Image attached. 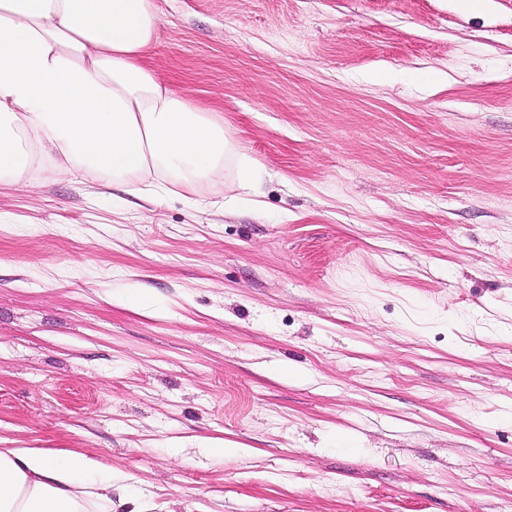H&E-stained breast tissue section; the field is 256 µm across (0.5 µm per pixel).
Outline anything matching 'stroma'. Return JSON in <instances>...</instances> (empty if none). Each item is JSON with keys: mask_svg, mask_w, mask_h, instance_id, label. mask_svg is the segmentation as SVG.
Here are the masks:
<instances>
[{"mask_svg": "<svg viewBox=\"0 0 512 512\" xmlns=\"http://www.w3.org/2000/svg\"><path fill=\"white\" fill-rule=\"evenodd\" d=\"M262 169L0 181V448L114 512H512V0H156Z\"/></svg>", "mask_w": 512, "mask_h": 512, "instance_id": "stroma-1", "label": "stroma"}]
</instances>
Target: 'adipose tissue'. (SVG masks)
<instances>
[{
    "label": "adipose tissue",
    "instance_id": "1",
    "mask_svg": "<svg viewBox=\"0 0 512 512\" xmlns=\"http://www.w3.org/2000/svg\"><path fill=\"white\" fill-rule=\"evenodd\" d=\"M155 0H0V178L45 165L158 191L257 172L224 120L149 67ZM0 512H112V470L78 454L0 448Z\"/></svg>",
    "mask_w": 512,
    "mask_h": 512
}]
</instances>
